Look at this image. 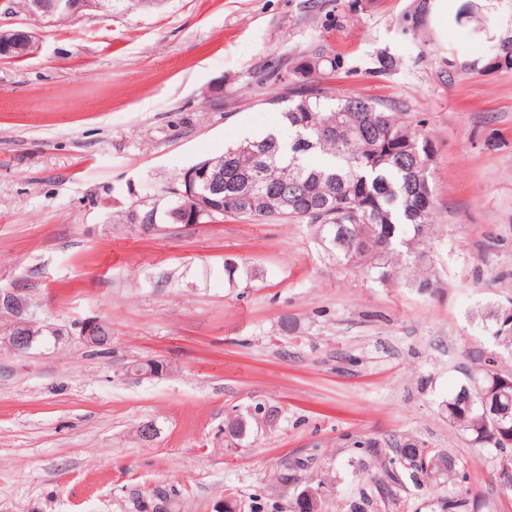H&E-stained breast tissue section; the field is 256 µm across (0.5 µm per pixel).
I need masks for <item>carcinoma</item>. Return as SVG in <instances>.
I'll use <instances>...</instances> for the list:
<instances>
[{"label":"carcinoma","mask_w":512,"mask_h":512,"mask_svg":"<svg viewBox=\"0 0 512 512\" xmlns=\"http://www.w3.org/2000/svg\"><path fill=\"white\" fill-rule=\"evenodd\" d=\"M34 47L33 37L15 30L13 41L0 42V58H21ZM492 68L512 69V35L500 40ZM324 68L336 71V59L323 49L313 60L295 67L293 74ZM329 89L317 84L288 88L282 112L290 134L245 138L227 146L208 161L221 188L218 212L202 218L266 219L306 224L336 267L358 268L379 282L389 280L402 262L413 269L414 283L424 291L436 274L426 241L432 229L435 196L431 183L434 149L412 122L387 106L363 97L331 103ZM179 206L173 191L164 202L136 210L154 215L149 223L173 224ZM508 309L488 318L497 326L493 340L512 350V324L504 326ZM497 407L492 417L486 407ZM448 422L471 440L494 451L502 485L512 490V471L503 459L512 457V372L489 356L468 381L442 402ZM455 459L445 450L406 441L385 464L398 479L405 472L417 484H431L456 473ZM156 503L140 504L148 512H165L170 495L153 491ZM448 512H480L486 508L468 498L448 496L441 503Z\"/></svg>","instance_id":"obj_1"}]
</instances>
